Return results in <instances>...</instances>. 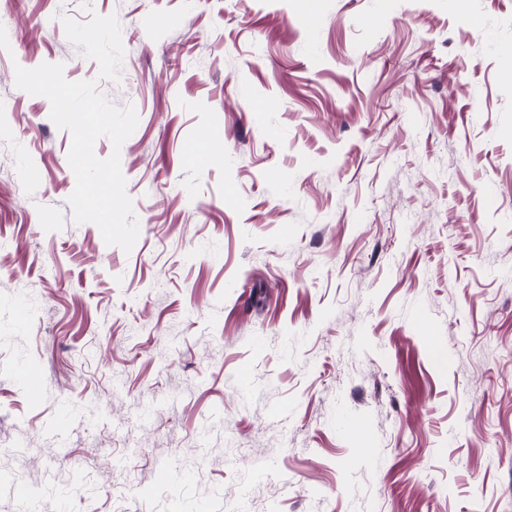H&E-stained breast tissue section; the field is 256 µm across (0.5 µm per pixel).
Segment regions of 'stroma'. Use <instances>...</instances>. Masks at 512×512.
Instances as JSON below:
<instances>
[{
    "instance_id": "stroma-1",
    "label": "stroma",
    "mask_w": 512,
    "mask_h": 512,
    "mask_svg": "<svg viewBox=\"0 0 512 512\" xmlns=\"http://www.w3.org/2000/svg\"><path fill=\"white\" fill-rule=\"evenodd\" d=\"M0 26V512L72 460L41 512H512V0ZM45 62L137 111L131 252L73 220L71 135L15 85Z\"/></svg>"
}]
</instances>
